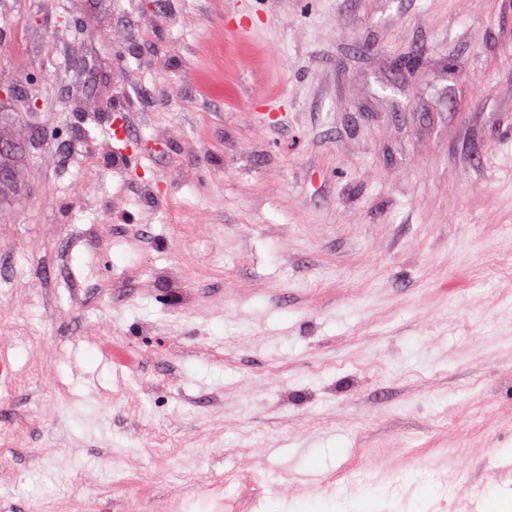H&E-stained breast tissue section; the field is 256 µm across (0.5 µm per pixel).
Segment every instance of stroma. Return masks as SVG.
Returning <instances> with one entry per match:
<instances>
[{
    "instance_id": "1",
    "label": "stroma",
    "mask_w": 512,
    "mask_h": 512,
    "mask_svg": "<svg viewBox=\"0 0 512 512\" xmlns=\"http://www.w3.org/2000/svg\"><path fill=\"white\" fill-rule=\"evenodd\" d=\"M0 83V512L512 503V0H0Z\"/></svg>"
}]
</instances>
